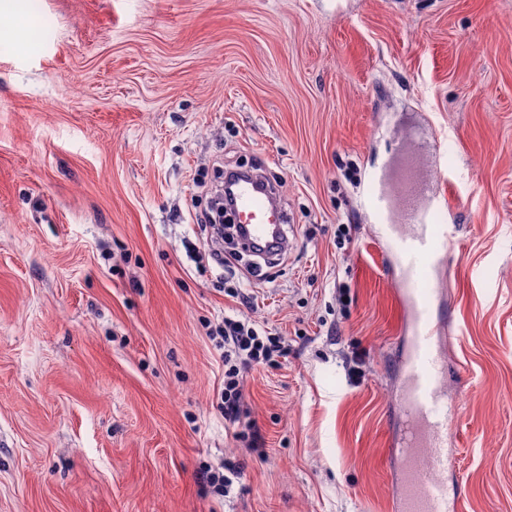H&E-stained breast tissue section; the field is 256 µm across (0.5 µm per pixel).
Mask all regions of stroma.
<instances>
[{
  "label": "stroma",
  "mask_w": 512,
  "mask_h": 512,
  "mask_svg": "<svg viewBox=\"0 0 512 512\" xmlns=\"http://www.w3.org/2000/svg\"><path fill=\"white\" fill-rule=\"evenodd\" d=\"M261 165L291 246L251 275L286 358L221 408L237 304L194 213ZM433 277L456 512H512V0H13L0 12V512H393L409 312ZM231 465L228 493L207 467Z\"/></svg>",
  "instance_id": "obj_1"
}]
</instances>
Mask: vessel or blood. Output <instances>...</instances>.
Returning a JSON list of instances; mask_svg holds the SVG:
<instances>
[{"mask_svg": "<svg viewBox=\"0 0 512 512\" xmlns=\"http://www.w3.org/2000/svg\"><path fill=\"white\" fill-rule=\"evenodd\" d=\"M235 212L245 227L240 242L271 259L288 250L286 222L274 196L249 177L235 181ZM407 275L405 291L413 334L404 373L406 396L400 409L409 429L398 450L401 459L398 512H448V494L438 480L448 468V422L452 411L441 389L446 366L439 328L430 315L435 300L430 276L451 250L448 227L423 224L416 233L392 241Z\"/></svg>", "mask_w": 512, "mask_h": 512, "instance_id": "obj_1", "label": "vessel or blood"}]
</instances>
